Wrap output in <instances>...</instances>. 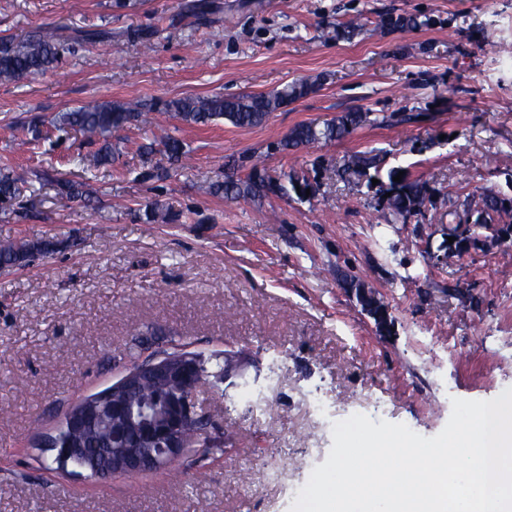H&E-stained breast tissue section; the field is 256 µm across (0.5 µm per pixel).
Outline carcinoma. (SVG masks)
Returning <instances> with one entry per match:
<instances>
[{"label":"carcinoma","instance_id":"carcinoma-1","mask_svg":"<svg viewBox=\"0 0 512 512\" xmlns=\"http://www.w3.org/2000/svg\"><path fill=\"white\" fill-rule=\"evenodd\" d=\"M112 33L101 30H73L51 32L46 34L28 33L19 38L0 41V81H16L23 78L44 75L59 67L65 55L75 52L79 47L109 39ZM317 85V80L300 79L279 91L268 93H246L224 96H186L161 100L146 104L128 102L123 104L100 103L82 105L61 112L50 121L59 132L76 134L88 143L95 138L103 140L95 151L79 156L78 162L85 172L107 169L116 161L112 145L108 137L112 132L131 126H143L149 123L148 113L166 112L187 124L208 126L216 121L225 120L231 125L242 128L256 127L264 124L271 113L288 105L290 102L306 96ZM414 113L403 112L398 115L372 116L370 111L356 110L344 112L321 124L302 123L293 127L281 141L285 150H293L300 146L341 140L356 129L365 125H379L390 121L399 123L416 120ZM161 158L172 165H182L187 158V151L177 138L165 136L156 144L143 147L144 163L152 162V157ZM374 170L373 178L381 179V158L377 154L363 153L354 156L344 168L352 174L362 177ZM399 170L392 168L387 172L388 188L391 196L386 198L391 223L405 224L409 216L421 211L425 205L435 208L443 204V200L428 194L424 184L410 178L404 173L402 180L396 182L393 177ZM297 181L287 177V183L273 180L258 165H253L244 178L225 175L224 181L211 182L206 186L209 194L224 193L230 199H261L269 193L288 194V188H296ZM50 186L61 198H77L79 192L76 185L66 179L53 178L49 175L40 178V188L31 185L23 186L19 179L3 167L0 168V204L7 205L15 213L28 210L45 187ZM453 221L441 225L443 236L455 238L456 247L448 250L450 256H459L472 250L488 251L498 245L505 234H512V199L499 194L484 193L471 200H465L462 212L451 213ZM64 248V243L53 239L26 240L17 243L0 245V268H12L26 262L34 255H52ZM183 394L176 384L148 383L133 389L129 393L127 404L139 407L150 406L149 422L160 424L165 421L168 406L172 398ZM123 423V419L114 418L105 412L94 423L80 430L60 427L59 433L83 448L89 454L104 460L115 447L112 442V429Z\"/></svg>","mask_w":512,"mask_h":512}]
</instances>
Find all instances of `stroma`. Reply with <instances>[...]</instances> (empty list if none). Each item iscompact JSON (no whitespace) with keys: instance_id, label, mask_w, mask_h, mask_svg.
Listing matches in <instances>:
<instances>
[{"instance_id":"35a3bbf8","label":"stroma","mask_w":512,"mask_h":512,"mask_svg":"<svg viewBox=\"0 0 512 512\" xmlns=\"http://www.w3.org/2000/svg\"><path fill=\"white\" fill-rule=\"evenodd\" d=\"M192 2L0 0V38L62 26L114 33L53 72L0 82V168L28 183L52 169L88 191L62 200L48 188L24 216L0 212V243L67 244L0 269V512H284L280 475L307 482L333 444L307 397L344 419L432 437L449 397L512 388V241L436 262L414 232L448 223L469 195L512 196V0H211L205 24ZM398 15L419 24L388 27ZM147 26L158 29L151 48L126 38ZM315 76L316 91L256 128L155 115L113 134L118 160L88 175L76 157L91 144L36 142L29 129L89 102L272 92ZM355 109L417 118L281 150L293 126ZM168 134L184 142V166L143 181L139 145ZM370 150L445 207L390 223L382 193L344 171ZM256 162L308 182L309 197L206 193L227 167L242 178ZM152 204L188 219L147 222ZM340 268L388 304L389 335L338 283ZM471 284L477 309L457 294ZM155 330L208 358L247 354L233 387L199 394L226 456L131 476L56 472L40 440L116 380L114 356Z\"/></svg>"}]
</instances>
